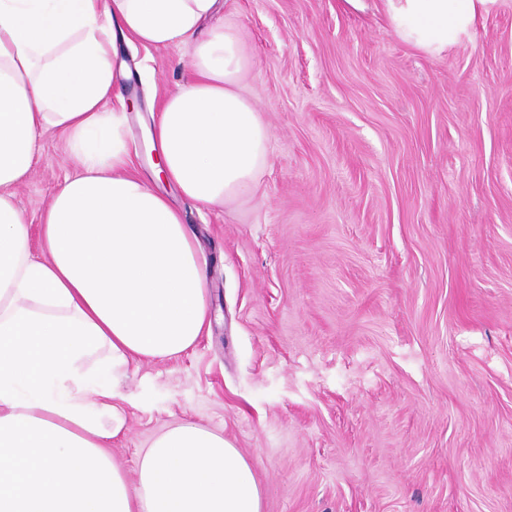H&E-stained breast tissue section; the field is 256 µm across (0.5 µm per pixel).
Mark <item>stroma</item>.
<instances>
[{"instance_id":"obj_1","label":"stroma","mask_w":512,"mask_h":512,"mask_svg":"<svg viewBox=\"0 0 512 512\" xmlns=\"http://www.w3.org/2000/svg\"><path fill=\"white\" fill-rule=\"evenodd\" d=\"M256 70L269 131L254 198L163 191L206 264L214 320L191 350L133 363L120 404L140 452L193 419L255 466L263 512H512V0L431 56L380 0H218ZM107 109L155 182V100L189 81L182 45L118 41ZM39 136L15 189L32 233L65 178Z\"/></svg>"}]
</instances>
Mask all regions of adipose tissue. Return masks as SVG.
<instances>
[{
	"instance_id": "ef3b65f1",
	"label": "adipose tissue",
	"mask_w": 512,
	"mask_h": 512,
	"mask_svg": "<svg viewBox=\"0 0 512 512\" xmlns=\"http://www.w3.org/2000/svg\"><path fill=\"white\" fill-rule=\"evenodd\" d=\"M217 0H0V512H263L252 463L186 420L112 459L132 362L194 347L210 328L207 272L181 213L133 170L112 95L116 39L186 46L195 77L159 105L157 171L202 207L253 191L269 130L243 82L235 19L201 33ZM499 0H381L397 37L432 56ZM65 135L79 172L42 215L40 249L13 189L37 137Z\"/></svg>"
}]
</instances>
